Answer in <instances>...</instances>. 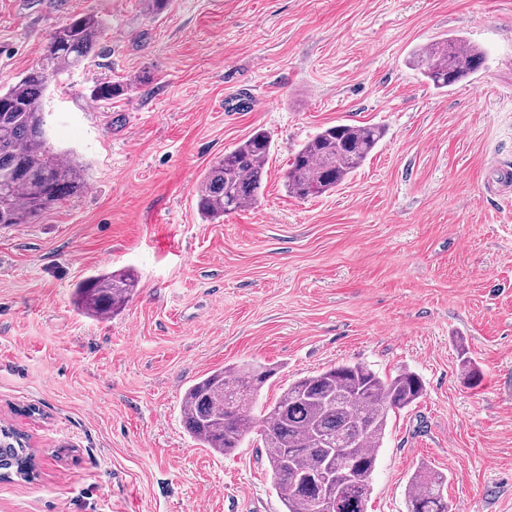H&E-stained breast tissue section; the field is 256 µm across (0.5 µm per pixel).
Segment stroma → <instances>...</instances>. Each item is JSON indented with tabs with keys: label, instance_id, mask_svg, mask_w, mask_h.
I'll use <instances>...</instances> for the list:
<instances>
[{
	"label": "stroma",
	"instance_id": "1",
	"mask_svg": "<svg viewBox=\"0 0 512 512\" xmlns=\"http://www.w3.org/2000/svg\"><path fill=\"white\" fill-rule=\"evenodd\" d=\"M83 14L107 28L44 103L89 180L0 229V424L39 462L0 481V512H283L257 435L218 455L181 416L188 386L241 361L274 370L262 406L339 364L417 372L368 512H407L424 465L462 512H512V199L487 191L512 161V0H0V88ZM450 35L487 60L441 92L409 55ZM118 80L127 95L90 99ZM336 124L385 136L333 191L290 197L294 150ZM259 129L262 196L203 222L196 181ZM118 269L139 280L125 309L80 315L76 284Z\"/></svg>",
	"mask_w": 512,
	"mask_h": 512
}]
</instances>
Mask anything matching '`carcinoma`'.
<instances>
[{
	"label": "carcinoma",
	"mask_w": 512,
	"mask_h": 512,
	"mask_svg": "<svg viewBox=\"0 0 512 512\" xmlns=\"http://www.w3.org/2000/svg\"><path fill=\"white\" fill-rule=\"evenodd\" d=\"M105 23L95 15L68 19L47 43L41 62L0 90V227L33 224L47 209L86 186V167L56 151L48 140L43 96L52 78L80 66L92 54ZM485 52L460 38L424 45L413 64L437 90L479 71ZM128 86L96 84L90 97L107 101ZM384 136L373 125L325 127L302 143L285 175L293 197L307 199L345 182ZM270 136L257 130L218 157L194 187L197 210L209 222L255 203L263 191ZM137 280L128 271L98 272L76 285L77 308L99 319L128 303ZM273 370L252 363L228 365L190 385L181 399L184 422L199 444L220 455L236 451L244 438L261 437L272 484L285 512H316L330 497L335 512H367L379 448L390 413L409 407L425 392L422 377L402 369L387 378L361 364H341L301 377L274 404L255 416L258 391ZM461 375L472 387L482 381L479 365L462 359ZM38 476L28 439L0 425V479L31 482ZM447 477L428 467L409 479L408 512H460L443 496Z\"/></svg>",
	"instance_id": "cac0c4a2"
}]
</instances>
